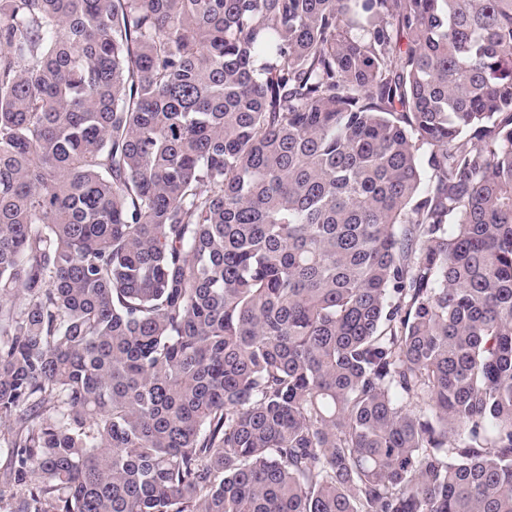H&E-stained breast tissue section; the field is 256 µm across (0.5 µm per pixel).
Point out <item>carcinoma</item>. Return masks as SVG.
<instances>
[{
  "instance_id": "carcinoma-1",
  "label": "carcinoma",
  "mask_w": 512,
  "mask_h": 512,
  "mask_svg": "<svg viewBox=\"0 0 512 512\" xmlns=\"http://www.w3.org/2000/svg\"><path fill=\"white\" fill-rule=\"evenodd\" d=\"M0 440L9 512H512V0H0Z\"/></svg>"
}]
</instances>
